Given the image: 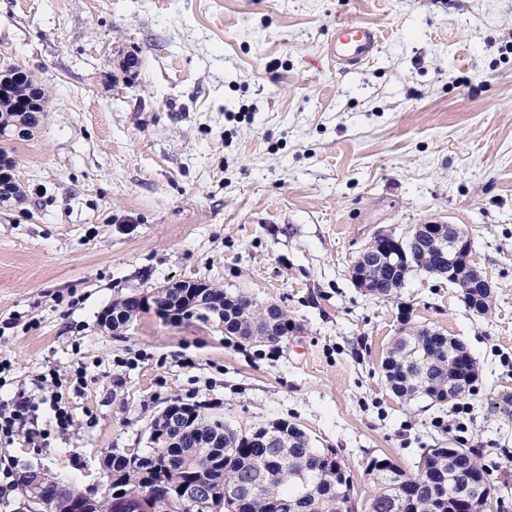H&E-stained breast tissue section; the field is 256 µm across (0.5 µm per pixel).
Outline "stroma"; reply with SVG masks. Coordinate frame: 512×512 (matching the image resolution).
<instances>
[{
  "mask_svg": "<svg viewBox=\"0 0 512 512\" xmlns=\"http://www.w3.org/2000/svg\"><path fill=\"white\" fill-rule=\"evenodd\" d=\"M341 19L383 35L345 72L325 56ZM0 65L39 78L46 112L7 145L25 199L0 209V405L33 407L0 436V512L29 462L105 495V457L145 447L172 400L240 431L296 424L360 504L369 459L411 472L424 449L472 448L512 512V0H0ZM425 221L468 234L488 314L422 270L383 298L354 285L375 232ZM178 280L276 303L295 329L240 344L151 310L101 327ZM407 318L468 345L463 401L391 392ZM131 299L136 301L140 307L138 308L137 305H135L133 302H131L125 297L121 300H117L110 306L112 311L109 310L108 308H105L102 311L101 321H99L100 325L108 330H111L109 325L102 321L108 322L110 325H112V334L120 335L122 334L123 331L127 330V328L134 322V319L132 316L122 317L118 318L114 323H112V312L114 314L124 313L136 317L138 313L140 316L141 313H144L147 309H150V307L147 306L149 304L148 299L144 298V296L135 295L131 296Z\"/></svg>",
  "mask_w": 512,
  "mask_h": 512,
  "instance_id": "stroma-1",
  "label": "stroma"
}]
</instances>
